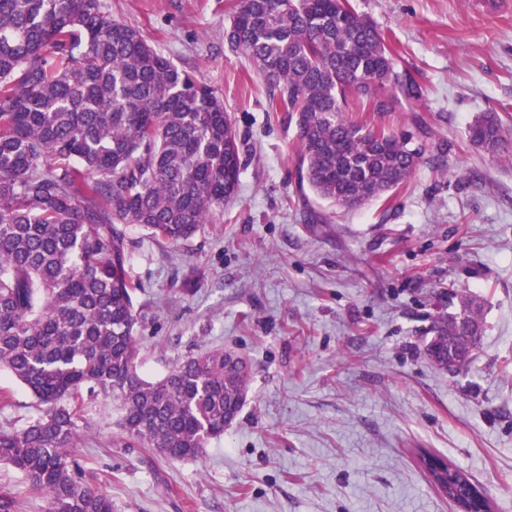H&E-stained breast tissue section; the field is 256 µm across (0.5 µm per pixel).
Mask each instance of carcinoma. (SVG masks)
<instances>
[{"label": "carcinoma", "instance_id": "obj_1", "mask_svg": "<svg viewBox=\"0 0 512 512\" xmlns=\"http://www.w3.org/2000/svg\"><path fill=\"white\" fill-rule=\"evenodd\" d=\"M226 37L294 126L316 195L356 207L410 179L424 146L348 112L355 95L363 111L393 112L420 85L349 0H236ZM468 135L498 151V113H481ZM241 168L223 100L101 0H0V370L44 406L25 428L0 430V464L44 495L46 512H112L71 451L83 390L116 398L121 432L170 459H202L238 416L250 385L240 355L139 376L126 230L192 239L223 214ZM451 300L425 355L437 366L463 351L461 371L481 344L484 305ZM432 474L448 493L468 479L451 466Z\"/></svg>", "mask_w": 512, "mask_h": 512}]
</instances>
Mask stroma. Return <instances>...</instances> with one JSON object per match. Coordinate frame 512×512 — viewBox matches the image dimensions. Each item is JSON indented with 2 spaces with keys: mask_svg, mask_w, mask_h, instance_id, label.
<instances>
[{
  "mask_svg": "<svg viewBox=\"0 0 512 512\" xmlns=\"http://www.w3.org/2000/svg\"><path fill=\"white\" fill-rule=\"evenodd\" d=\"M350 2L422 92L354 119L428 131L406 186L354 209L300 185L294 128L224 37L233 0H102L212 88L243 139L238 193L215 223L173 243L128 229L138 371L156 380L216 349L252 362L245 405L200 461L127 443L116 400L84 395L76 454L113 512H456L420 448L512 512V0ZM490 111L505 129L497 154L468 138ZM451 290L485 301L483 344L457 376L423 356ZM40 413L0 371V430Z\"/></svg>",
  "mask_w": 512,
  "mask_h": 512,
  "instance_id": "obj_1",
  "label": "stroma"
}]
</instances>
